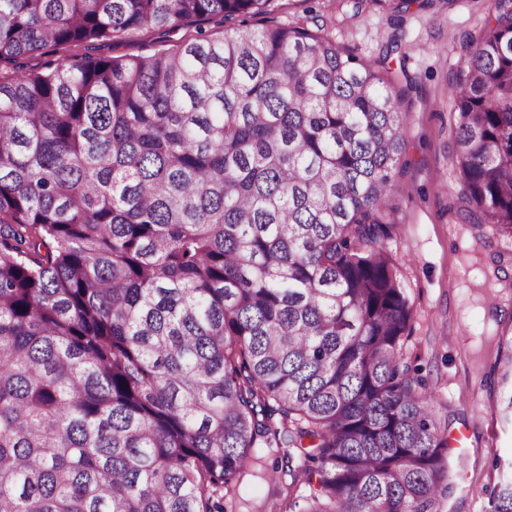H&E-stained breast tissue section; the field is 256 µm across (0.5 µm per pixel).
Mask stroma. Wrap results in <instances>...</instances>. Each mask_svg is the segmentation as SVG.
<instances>
[{
	"label": "stroma",
	"instance_id": "35a3bbf8",
	"mask_svg": "<svg viewBox=\"0 0 512 512\" xmlns=\"http://www.w3.org/2000/svg\"><path fill=\"white\" fill-rule=\"evenodd\" d=\"M489 5L429 0L404 14L371 6L355 17L345 0H289L275 16L283 23L313 7L337 43L366 60L376 59L387 43L398 46L389 76L406 94L409 164L398 177L395 224L384 247L412 307L405 356L426 377L439 418L451 424L458 478L446 512H489L482 489L502 476L492 460L512 451V426L483 386L499 338L512 334V234L463 224L453 194L460 174L448 85L467 37L483 29ZM256 454L259 463L237 486L236 512H288L289 479L274 470L275 450Z\"/></svg>",
	"mask_w": 512,
	"mask_h": 512
}]
</instances>
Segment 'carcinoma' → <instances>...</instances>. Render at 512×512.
Listing matches in <instances>:
<instances>
[{
    "label": "carcinoma",
    "mask_w": 512,
    "mask_h": 512,
    "mask_svg": "<svg viewBox=\"0 0 512 512\" xmlns=\"http://www.w3.org/2000/svg\"><path fill=\"white\" fill-rule=\"evenodd\" d=\"M279 8L0 0V63L196 29L0 74V512H224L261 446L297 461L290 512H444L448 426L383 246L405 91L322 25L253 26ZM449 92L462 219L512 234V0ZM487 388L512 420V335ZM483 493L512 512V478ZM188 33V29H147L141 31L134 38L117 47L112 53L101 50V54L126 55L137 57L150 54L160 42L177 43Z\"/></svg>",
    "instance_id": "carcinoma-1"
}]
</instances>
